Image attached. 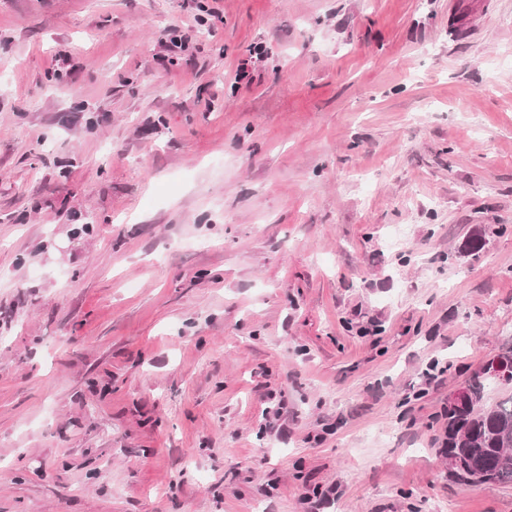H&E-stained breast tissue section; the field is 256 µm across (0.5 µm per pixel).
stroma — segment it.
<instances>
[{
	"mask_svg": "<svg viewBox=\"0 0 512 512\" xmlns=\"http://www.w3.org/2000/svg\"><path fill=\"white\" fill-rule=\"evenodd\" d=\"M511 349L512 0H0V512H512ZM484 371L469 379L472 396L467 401L444 410L441 451L453 461L449 477L459 483L512 485V401L483 403Z\"/></svg>",
	"mask_w": 512,
	"mask_h": 512,
	"instance_id": "1",
	"label": "stroma"
}]
</instances>
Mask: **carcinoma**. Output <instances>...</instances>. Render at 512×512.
I'll return each instance as SVG.
<instances>
[{"mask_svg": "<svg viewBox=\"0 0 512 512\" xmlns=\"http://www.w3.org/2000/svg\"><path fill=\"white\" fill-rule=\"evenodd\" d=\"M484 372L470 378L471 397L443 412L441 451L452 459L457 482L512 485V404L483 403Z\"/></svg>", "mask_w": 512, "mask_h": 512, "instance_id": "cac0c4a2", "label": "carcinoma"}]
</instances>
